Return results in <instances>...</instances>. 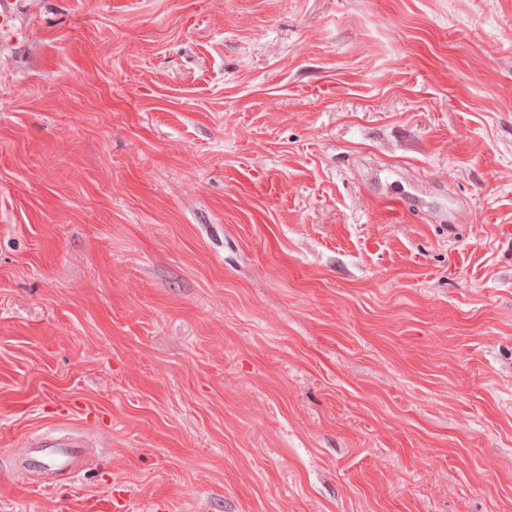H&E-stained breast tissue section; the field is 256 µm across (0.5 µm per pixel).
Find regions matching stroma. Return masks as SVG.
<instances>
[{"mask_svg":"<svg viewBox=\"0 0 512 512\" xmlns=\"http://www.w3.org/2000/svg\"><path fill=\"white\" fill-rule=\"evenodd\" d=\"M22 6L0 512H512V0ZM38 452L52 456L55 465L65 471H75L78 469L81 462V456L78 452L71 449H64L63 447L40 446Z\"/></svg>","mask_w":512,"mask_h":512,"instance_id":"1","label":"stroma"}]
</instances>
